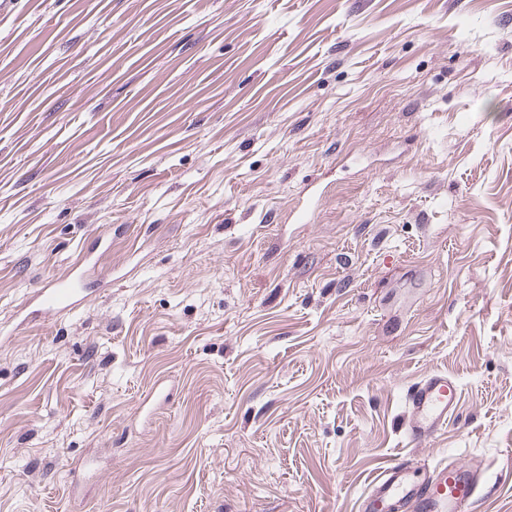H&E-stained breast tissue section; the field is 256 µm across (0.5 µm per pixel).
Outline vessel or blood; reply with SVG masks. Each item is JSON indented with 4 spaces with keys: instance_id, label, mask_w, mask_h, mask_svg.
I'll list each match as a JSON object with an SVG mask.
<instances>
[{
    "instance_id": "obj_1",
    "label": "vessel or blood",
    "mask_w": 512,
    "mask_h": 512,
    "mask_svg": "<svg viewBox=\"0 0 512 512\" xmlns=\"http://www.w3.org/2000/svg\"><path fill=\"white\" fill-rule=\"evenodd\" d=\"M93 270L79 266L37 293L36 317L74 309L84 298L85 282ZM458 388L443 373H431L408 388L404 428L409 444L425 445L447 425L454 413ZM479 473L465 464H449L421 474L404 456L389 460L372 479L363 499L367 512L398 505L411 512H473Z\"/></svg>"
}]
</instances>
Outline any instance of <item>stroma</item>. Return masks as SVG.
Masks as SVG:
<instances>
[{"label": "stroma", "mask_w": 512, "mask_h": 512, "mask_svg": "<svg viewBox=\"0 0 512 512\" xmlns=\"http://www.w3.org/2000/svg\"><path fill=\"white\" fill-rule=\"evenodd\" d=\"M399 453L512 512V0H0V512H363ZM94 273L84 263L64 276H60L49 286L40 288L37 293V309L35 317L55 316L66 310H72L84 298L85 282ZM458 388L447 374L431 373L408 388L404 428L408 443L425 445L448 424L454 413Z\"/></svg>", "instance_id": "stroma-1"}]
</instances>
